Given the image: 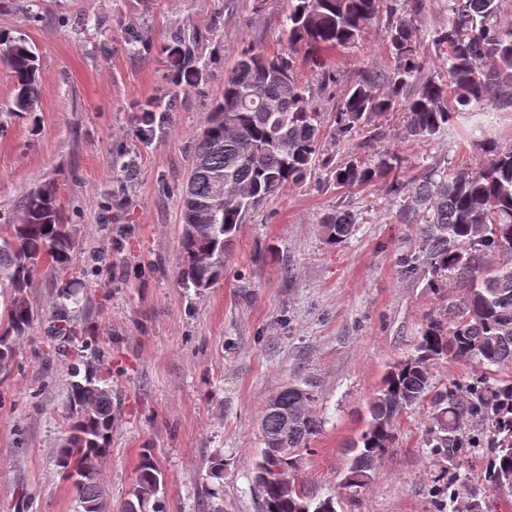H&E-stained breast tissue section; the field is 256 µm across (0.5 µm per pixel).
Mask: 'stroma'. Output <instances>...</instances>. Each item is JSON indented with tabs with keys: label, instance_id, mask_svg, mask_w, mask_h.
<instances>
[{
	"label": "stroma",
	"instance_id": "35a3bbf8",
	"mask_svg": "<svg viewBox=\"0 0 512 512\" xmlns=\"http://www.w3.org/2000/svg\"><path fill=\"white\" fill-rule=\"evenodd\" d=\"M287 11L288 0H0V33L36 46L40 85L32 111L10 114L16 80L0 63V215L55 183L77 254L68 274L47 265L36 274L26 294L34 320L0 373V512L77 510L57 464L70 364L47 334L68 283L78 324L97 338L95 350L78 354L103 364L112 388L101 481L113 502L135 483L148 450L166 512H260L261 410L295 385L314 395L322 422L301 471L311 493L335 495L337 512H435L440 464L425 446L435 415L427 401L402 414L366 490L353 497L340 486L385 372L429 319L449 321L464 293L456 276L436 291L423 271L407 269L424 254L425 222L407 211V193L382 180L340 188L317 168L247 218L223 281L199 293L178 278L180 192L195 139L242 53L286 52ZM413 22L426 74H443L433 39L448 25V0H420ZM180 33L195 38L205 72L189 90L177 87L165 52ZM393 67L382 18L355 46L323 52L320 65L299 62L295 76L313 106L330 113L360 75ZM375 123L387 133L381 150L399 154L412 185L486 163L481 138L512 147V106L462 114L428 139L404 138L399 111ZM339 206L359 222L332 245L321 225ZM433 375L442 387L512 383V365L490 371L448 359ZM461 428L476 444L454 469L457 507L475 500L482 512H512V494L484 481L488 426L467 418Z\"/></svg>",
	"mask_w": 512,
	"mask_h": 512
}]
</instances>
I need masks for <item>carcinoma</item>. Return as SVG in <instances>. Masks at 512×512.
I'll return each mask as SVG.
<instances>
[{
	"label": "carcinoma",
	"instance_id": "carcinoma-1",
	"mask_svg": "<svg viewBox=\"0 0 512 512\" xmlns=\"http://www.w3.org/2000/svg\"><path fill=\"white\" fill-rule=\"evenodd\" d=\"M503 0H448V27L433 39L448 49L446 74L422 76L417 30L407 0H290L283 21L288 55L247 52L224 79L207 123L196 139L194 162L182 194L179 278L187 288L205 291L224 279V259L249 213L290 185L303 182L318 167H332L336 185L353 188L376 179L390 190L407 188L397 155L378 151L367 161L332 164L320 150L323 114L294 75L297 49L319 52L357 43L368 25L389 18L387 45L394 58L389 72H371L354 83L337 104L331 125L336 144L364 134L363 143L382 141L386 132L373 124L381 114L403 111L411 137L430 138L451 125L455 114L492 105L499 89L512 84V26L501 23ZM168 58L186 89L202 80V69L186 40L177 37ZM0 59L17 82L12 112H30L39 98L36 48L22 37L0 34ZM488 162L472 171L429 175L414 187L411 209L427 212L421 228L430 284L443 285L454 274L470 282L456 316L445 326L431 320L413 350L387 371L366 405L367 426L349 445L350 464L342 489L358 494L371 481L378 460L393 447L396 425L405 410L426 400L437 409L426 442L439 461L454 463L475 440L460 432V421H493V451L484 479L494 491L512 492V418L495 419L500 401L512 399V384L483 382L464 386L467 399L441 388L433 366L443 359L473 361L491 368L512 365V148L481 144ZM224 184V195L215 188ZM21 217L0 224V288L7 289L8 325L0 332V370L13 363L19 338L33 312L27 288L45 264L64 270L76 261L72 225L62 221L57 188L47 183L19 201ZM358 223L344 208L328 214L322 233L330 244L346 240ZM494 261L487 262L484 257ZM64 288L53 316L56 354L67 357L75 339ZM69 425L59 448L58 466L76 494L77 512H166L159 497L160 472L150 451L141 454L138 478L127 498L112 504L99 481L100 464L112 442V391L93 374L78 379L72 366ZM314 395L289 386L262 408L261 430L280 456L262 454L255 484L261 512H336V496L318 498L298 480L302 455L311 451L321 420L311 410ZM288 413L283 429L281 413ZM293 471L288 490L279 483L282 469ZM450 469L442 468L433 489L437 512L448 509Z\"/></svg>",
	"mask_w": 512,
	"mask_h": 512
}]
</instances>
